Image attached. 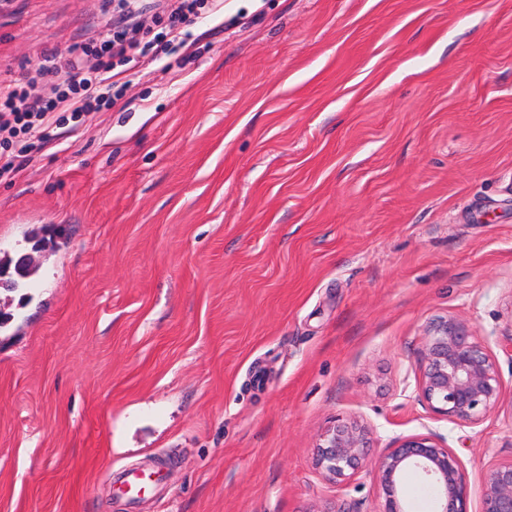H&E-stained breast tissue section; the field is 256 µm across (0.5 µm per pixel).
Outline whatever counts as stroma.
I'll use <instances>...</instances> for the list:
<instances>
[{
	"label": "stroma",
	"mask_w": 512,
	"mask_h": 512,
	"mask_svg": "<svg viewBox=\"0 0 512 512\" xmlns=\"http://www.w3.org/2000/svg\"><path fill=\"white\" fill-rule=\"evenodd\" d=\"M112 11L0 0V79ZM188 30L0 180V250L39 267L30 302L0 288V512H381L370 470L313 465L354 417L376 457L442 436L479 512L512 458V0H224ZM446 314L502 380L476 426L404 382ZM153 467L150 465L144 466L140 470H130L127 473L120 472L116 474L114 477V482L117 484V487L122 488L123 493H127L125 495H129L133 497L134 495L143 491L146 487V477L150 473H157ZM145 474V475H144Z\"/></svg>",
	"instance_id": "1"
}]
</instances>
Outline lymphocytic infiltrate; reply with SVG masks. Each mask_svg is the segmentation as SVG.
<instances>
[{"mask_svg":"<svg viewBox=\"0 0 512 512\" xmlns=\"http://www.w3.org/2000/svg\"><path fill=\"white\" fill-rule=\"evenodd\" d=\"M220 0H158L161 33L146 38L135 20L130 0H118L120 19L113 32L78 47H52L44 58L52 62L58 79L48 92L32 96L30 76L0 85V177L16 170V160L40 152L47 143L46 130L55 112L79 119L88 112L111 108L121 99L125 85L116 80L115 61L185 46L186 28L200 15L215 11Z\"/></svg>","mask_w":512,"mask_h":512,"instance_id":"lymphocytic-infiltrate-1","label":"lymphocytic infiltrate"}]
</instances>
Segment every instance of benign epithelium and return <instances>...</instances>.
<instances>
[{
	"label": "benign epithelium",
	"instance_id": "obj_1",
	"mask_svg": "<svg viewBox=\"0 0 512 512\" xmlns=\"http://www.w3.org/2000/svg\"><path fill=\"white\" fill-rule=\"evenodd\" d=\"M415 380L418 396L434 415L472 426L497 406L502 391L489 342L452 314L429 325ZM371 442L370 429L360 420L336 419L315 448L314 466L336 483L371 469L385 494L382 512H409L403 483L408 471L437 488L436 512H467L462 463L440 436L428 432L402 438L377 460L369 457ZM481 503L480 512H512V459L491 465Z\"/></svg>",
	"mask_w": 512,
	"mask_h": 512
}]
</instances>
